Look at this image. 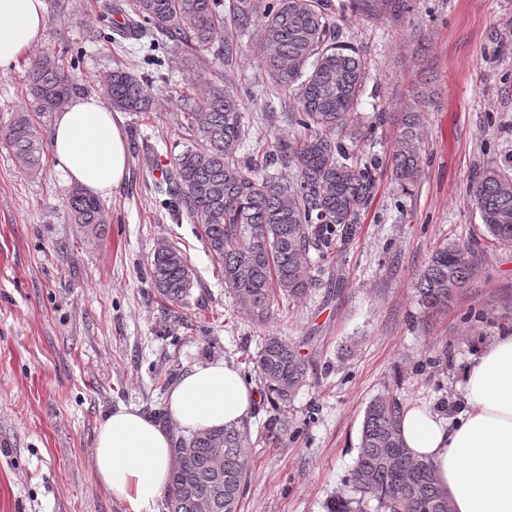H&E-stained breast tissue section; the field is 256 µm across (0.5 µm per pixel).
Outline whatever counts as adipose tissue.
<instances>
[{
	"instance_id": "obj_1",
	"label": "adipose tissue",
	"mask_w": 512,
	"mask_h": 512,
	"mask_svg": "<svg viewBox=\"0 0 512 512\" xmlns=\"http://www.w3.org/2000/svg\"><path fill=\"white\" fill-rule=\"evenodd\" d=\"M45 0H0V71L46 34ZM55 167L65 184L106 198L127 175L128 153L117 113L94 95L73 98L58 112L50 134ZM467 408L447 419L408 408L400 433L416 458L431 461L452 512H512V332L496 336L468 368ZM257 395L226 361L192 368L168 396V410L183 433L237 427L253 413ZM174 440L160 423L134 408L101 420L93 468L113 497L132 512H156L174 464Z\"/></svg>"
}]
</instances>
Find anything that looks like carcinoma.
<instances>
[{
    "label": "carcinoma",
    "instance_id": "cac0c4a2",
    "mask_svg": "<svg viewBox=\"0 0 512 512\" xmlns=\"http://www.w3.org/2000/svg\"><path fill=\"white\" fill-rule=\"evenodd\" d=\"M128 0L123 15L139 36L143 25L192 50L215 49L224 58V74L206 95L173 116L189 138L176 155L168 178L167 205L187 211L202 226V238L224 286L237 305L257 320L267 317L278 297L297 299L317 286L310 253L338 249L357 232L360 213L376 188L380 161L360 149L365 133L353 124L358 101L369 78L366 61L342 40V30L319 0H276L263 13L262 34L254 55L268 82L295 90L288 121L303 133L273 145L248 147L249 118L238 91L235 65L243 51L259 0ZM403 0H350L339 5L375 19L397 12ZM221 44H215L218 32ZM26 93L32 110L14 114L0 130V140L29 171L39 169L44 152L38 119L63 109L81 91L61 56L40 53L26 60ZM104 100L115 110L146 114L155 108L145 79L123 67L103 72ZM390 159L391 179L405 192L419 181L424 159L417 129L420 116L406 112ZM274 167L269 174L265 169ZM486 232L512 243V178L488 168L469 187ZM68 208L83 233L95 238L105 223L98 199L80 187L68 195ZM473 274L464 249L438 247L415 282L423 307L448 308ZM150 279L166 301L181 305L196 279L184 253L170 241H157ZM267 399L281 416L306 381L308 363L280 336L265 338L254 359ZM402 402L386 392L368 405L361 429L351 483L357 498L338 497L329 512H363L372 498L380 512H450L448 494L433 464L411 455L400 435ZM248 424L206 430L183 437L165 494L167 512H198L194 501L208 498L207 512H239L247 480Z\"/></svg>",
    "mask_w": 512,
    "mask_h": 512
}]
</instances>
